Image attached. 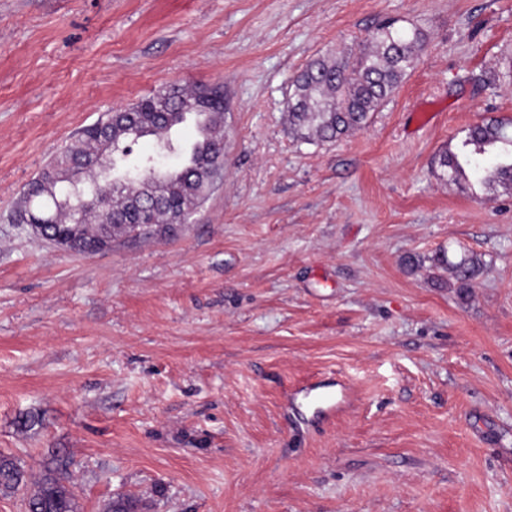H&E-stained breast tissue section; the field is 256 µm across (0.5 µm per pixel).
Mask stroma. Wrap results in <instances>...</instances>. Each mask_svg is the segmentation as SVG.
I'll list each match as a JSON object with an SVG mask.
<instances>
[{"mask_svg":"<svg viewBox=\"0 0 512 512\" xmlns=\"http://www.w3.org/2000/svg\"><path fill=\"white\" fill-rule=\"evenodd\" d=\"M385 19L424 36L404 81L297 140L292 76ZM173 83L224 90L187 223L87 256L17 224L78 131ZM493 119L512 0H0V453L68 457L81 512H512V189L433 164ZM440 252L481 258L470 291Z\"/></svg>","mask_w":512,"mask_h":512,"instance_id":"35a3bbf8","label":"stroma"}]
</instances>
